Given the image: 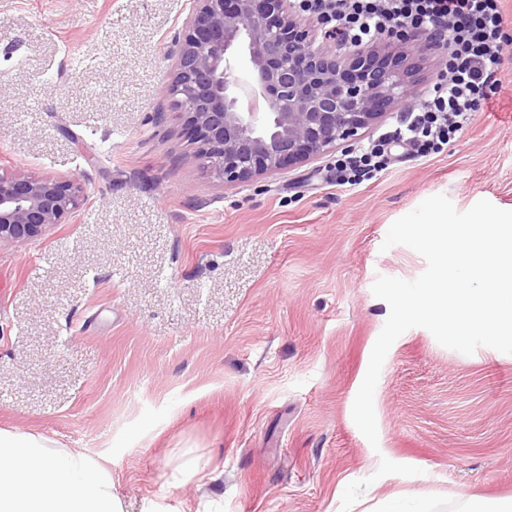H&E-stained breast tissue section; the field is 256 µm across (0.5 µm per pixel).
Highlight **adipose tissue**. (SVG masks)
Here are the masks:
<instances>
[{
	"mask_svg": "<svg viewBox=\"0 0 512 512\" xmlns=\"http://www.w3.org/2000/svg\"><path fill=\"white\" fill-rule=\"evenodd\" d=\"M0 512H121L110 474L41 434L0 429Z\"/></svg>",
	"mask_w": 512,
	"mask_h": 512,
	"instance_id": "ef3b65f1",
	"label": "adipose tissue"
}]
</instances>
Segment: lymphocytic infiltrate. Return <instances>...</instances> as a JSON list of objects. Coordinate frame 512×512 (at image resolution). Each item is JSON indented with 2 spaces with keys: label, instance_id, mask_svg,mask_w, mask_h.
<instances>
[{
  "label": "lymphocytic infiltrate",
  "instance_id": "obj_1",
  "mask_svg": "<svg viewBox=\"0 0 512 512\" xmlns=\"http://www.w3.org/2000/svg\"><path fill=\"white\" fill-rule=\"evenodd\" d=\"M299 7L358 47L397 25L444 42V69L388 135L417 155L447 144L477 111L478 91L498 86L507 46L504 0H299Z\"/></svg>",
  "mask_w": 512,
  "mask_h": 512
}]
</instances>
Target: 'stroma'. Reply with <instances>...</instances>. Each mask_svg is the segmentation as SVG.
Instances as JSON below:
<instances>
[{"instance_id":"stroma-1","label":"stroma","mask_w":512,"mask_h":512,"mask_svg":"<svg viewBox=\"0 0 512 512\" xmlns=\"http://www.w3.org/2000/svg\"><path fill=\"white\" fill-rule=\"evenodd\" d=\"M189 0H0V173L80 170V206L0 245V429L107 468L124 512H427L512 507V354L464 355L426 329L391 346L378 443L352 418L389 315L377 276L424 258L383 249L428 197L512 210V90L425 157L395 148L361 184L336 162L228 184L168 93ZM420 468L376 477L380 458Z\"/></svg>"}]
</instances>
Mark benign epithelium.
<instances>
[{
    "instance_id": "1",
    "label": "benign epithelium",
    "mask_w": 512,
    "mask_h": 512,
    "mask_svg": "<svg viewBox=\"0 0 512 512\" xmlns=\"http://www.w3.org/2000/svg\"><path fill=\"white\" fill-rule=\"evenodd\" d=\"M336 32L301 23L292 0H191L174 36L170 93L216 175L228 183L272 175L361 138L393 113L415 71L399 45L435 46L396 26L340 56ZM243 69L251 82L239 84ZM78 176L0 174V243L23 245L78 206Z\"/></svg>"
}]
</instances>
